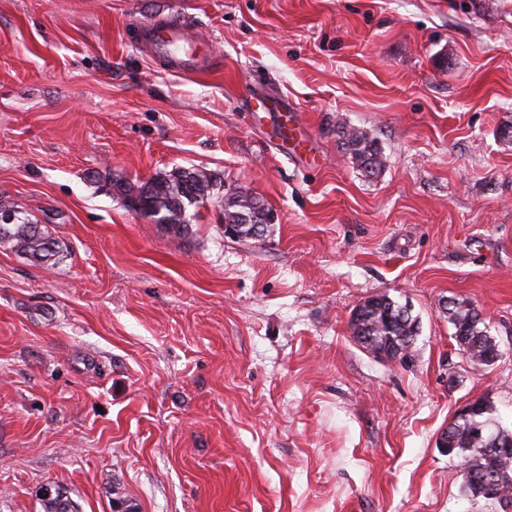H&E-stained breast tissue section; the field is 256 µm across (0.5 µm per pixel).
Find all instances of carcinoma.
<instances>
[{
    "label": "carcinoma",
    "instance_id": "1",
    "mask_svg": "<svg viewBox=\"0 0 512 512\" xmlns=\"http://www.w3.org/2000/svg\"><path fill=\"white\" fill-rule=\"evenodd\" d=\"M339 133L348 147L352 163L362 174L372 177L383 166V156L376 141L368 132L355 127L341 125ZM109 186L117 188L129 202L135 198L143 203L146 213L157 224L165 226L176 236L184 235L191 224L188 208L198 207L207 201L222 183L212 174L195 169L174 168L159 174L146 183L133 187L123 179H112ZM269 208L247 191L224 192V223L243 224L244 235H249L250 225L261 224L260 215ZM0 244L13 251L48 262L58 254L57 242L38 225L26 217H17L8 225H0ZM448 322L454 329L453 338L467 336L473 345L465 350L473 365H486L484 354L489 352L487 328L475 308L464 301H453L449 309ZM419 323L405 304L386 294L366 300L356 309L351 320V334L366 350L379 355L386 351L390 359H412V347ZM487 433H475L477 426ZM512 439V430L499 425L493 417L492 406L482 401L480 411L468 419H460L448 428V454L460 457L464 469L471 478L488 484L489 494L475 496L470 485L462 482L463 492L474 501L494 502L497 495L512 496V452L504 454L497 450V443ZM43 512H78L77 505L57 491L43 499Z\"/></svg>",
    "mask_w": 512,
    "mask_h": 512
}]
</instances>
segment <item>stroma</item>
<instances>
[{
	"mask_svg": "<svg viewBox=\"0 0 512 512\" xmlns=\"http://www.w3.org/2000/svg\"><path fill=\"white\" fill-rule=\"evenodd\" d=\"M162 19L194 72L140 39ZM507 126L512 0H0V207L60 244L0 246V512L47 488L80 512H498L438 437L481 398L512 430ZM175 166L258 196L273 232L225 236L216 194L176 239L107 189ZM378 294L419 318L409 363L351 334ZM341 139L348 147L352 163L365 176H375L383 166V156L368 132L355 127L338 125ZM452 303L454 305L452 308H444V310L451 312L448 314V322L454 329L453 338L457 341L458 336H469L473 341L469 349H463L458 344L459 351L467 353L469 357L467 360L475 366H490L483 361L484 354L489 352V338L479 312H474L475 308L464 301L452 300Z\"/></svg>",
	"mask_w": 512,
	"mask_h": 512,
	"instance_id": "35a3bbf8",
	"label": "stroma"
}]
</instances>
